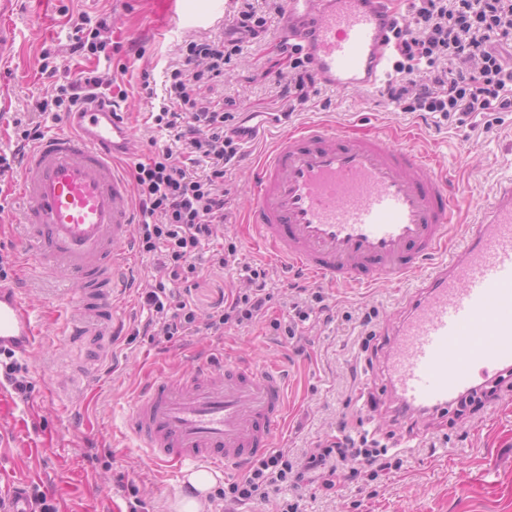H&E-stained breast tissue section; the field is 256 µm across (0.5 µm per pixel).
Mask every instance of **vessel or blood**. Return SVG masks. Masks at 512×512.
Wrapping results in <instances>:
<instances>
[{
  "instance_id": "obj_1",
  "label": "vessel or blood",
  "mask_w": 512,
  "mask_h": 512,
  "mask_svg": "<svg viewBox=\"0 0 512 512\" xmlns=\"http://www.w3.org/2000/svg\"><path fill=\"white\" fill-rule=\"evenodd\" d=\"M303 24L320 80L376 91L389 60L387 31L404 0H286ZM131 134L91 104L28 152L19 183L22 241L43 273L76 277L84 336L113 319L136 220L118 160ZM248 228L278 262L328 286L406 283L385 358L398 415L435 413L512 371V174L487 203L457 190L414 144L353 135L323 122L280 137L261 159ZM43 333L19 288L0 283V354L27 358ZM288 413L276 367L200 358L190 373L162 370L138 392L127 431L162 466L244 470L267 454Z\"/></svg>"
}]
</instances>
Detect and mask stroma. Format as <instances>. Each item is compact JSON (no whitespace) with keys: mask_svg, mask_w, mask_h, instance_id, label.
Segmentation results:
<instances>
[{"mask_svg":"<svg viewBox=\"0 0 512 512\" xmlns=\"http://www.w3.org/2000/svg\"><path fill=\"white\" fill-rule=\"evenodd\" d=\"M214 2L13 0L6 7L5 46L0 49V154H11L15 146L13 117L54 90L53 80L40 73L46 48L68 74L95 68L126 92L121 112L132 131V162L146 160L152 143L173 145L168 132L155 134L148 128L151 103L142 85L150 83L163 93L180 46L223 33L234 0H222L219 11ZM80 12L106 20L120 51L90 60L71 54L67 16ZM286 31L284 22H276L264 40L245 45L211 91L215 98L234 96L242 111L257 116V134L244 143V158L228 184L235 219L225 225L224 238L237 243L242 261L267 268L274 292L294 283L316 285L300 269L279 265L254 249L242 222L257 162L281 134L312 121L350 132L408 129L420 149L434 153L442 167L455 173L459 188L479 198L490 196L498 179L512 172V112L501 113L492 123L480 116L472 126L451 123L438 129L421 113L383 104L378 93L330 87L290 121H273V114L285 108L274 76L288 68V56L280 49ZM17 187L12 180L0 188V251L16 257L11 280L21 284L46 340L24 361L33 385L29 396L8 393L0 410V492L39 489L59 512H113L114 506L134 498L141 500V512H174L184 497L183 477L158 478L157 463L125 436V419L156 362L183 373L202 355L223 364L230 350L281 368L291 406L277 447L302 452L334 432L340 421L359 416L366 429L396 432L387 448L402 459L400 471L344 484L335 494L319 485L299 494L285 490L286 498H299V512H512V391L486 399L483 408H465L460 417L451 412L390 425L383 358L363 351L361 331L350 317L373 309L379 330L393 325L401 307L395 283L328 289L333 319L306 327L302 355L266 322L245 331L156 345L131 336L133 327L147 318L139 291L147 286L151 267L150 259L136 251L130 287L116 300L117 334L100 359V337L72 339L61 333L63 323L79 315V286L67 270L42 273L22 247ZM353 366L358 369L354 375L349 372ZM428 426L441 432L431 450L420 447L417 439L418 431Z\"/></svg>","mask_w":512,"mask_h":512,"instance_id":"stroma-1","label":"stroma"}]
</instances>
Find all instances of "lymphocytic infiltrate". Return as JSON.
Wrapping results in <instances>:
<instances>
[{
	"label": "lymphocytic infiltrate",
	"mask_w": 512,
	"mask_h": 512,
	"mask_svg": "<svg viewBox=\"0 0 512 512\" xmlns=\"http://www.w3.org/2000/svg\"><path fill=\"white\" fill-rule=\"evenodd\" d=\"M273 10H259L254 0H239L228 18L230 37L199 39L182 46L183 64L170 72V85L151 119L182 146L174 153L155 146L132 172L137 212L136 238L142 254L153 260L154 283L141 302L149 312L134 336L163 343L186 336H220L261 320L286 340L297 339L314 315L327 311L321 290L291 285L283 297L282 317L269 318L274 299L265 268L239 261L236 243L218 244L219 232L232 218V200L225 182L242 159V137L249 129L236 121L233 98L214 100L198 88L224 76V66L241 50L243 39H256L268 30L270 16H283L284 0H272ZM73 52L97 54L112 43L106 21L79 14L73 21ZM396 77L387 81L382 97L405 112H426L437 121L466 124L473 114L512 112V0H409L402 21L390 34ZM290 60L288 73L279 75V94L285 111L275 121L289 120L319 93V79L303 47L282 40ZM115 107L111 79L95 71H80L57 85L56 94L33 102V112L14 118L17 145L11 156L0 155V182L13 178L26 150L44 136L38 120L48 110L69 112L84 104ZM206 173H197L201 160ZM238 270L242 287L232 289L211 311L199 309L192 290L202 266ZM362 460L371 475L397 470L401 461L381 449L375 434L338 428L299 456L287 449L256 460L237 481L218 496L238 504L268 506L269 512H298L297 503L281 496L283 487L302 489L306 478H322L327 489L345 479L348 461Z\"/></svg>",
	"instance_id": "obj_1"
}]
</instances>
